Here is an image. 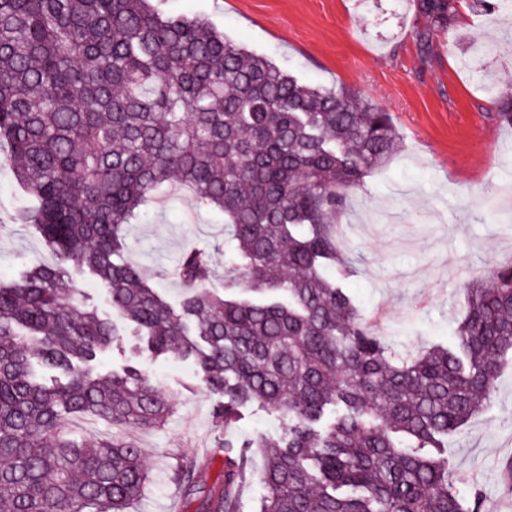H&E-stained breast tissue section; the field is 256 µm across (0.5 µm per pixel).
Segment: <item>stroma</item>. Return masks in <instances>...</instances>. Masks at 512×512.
Masks as SVG:
<instances>
[{"instance_id":"35a3bbf8","label":"stroma","mask_w":512,"mask_h":512,"mask_svg":"<svg viewBox=\"0 0 512 512\" xmlns=\"http://www.w3.org/2000/svg\"><path fill=\"white\" fill-rule=\"evenodd\" d=\"M177 14L202 15L225 36L272 59L300 80L344 86L389 112L400 149L366 175L353 196L354 271L342 280L369 317L372 332L395 351L452 340L464 316L459 270L488 271L512 262V222H491L485 202L512 199V127L496 117L497 94L512 85V14L458 0L448 32L424 41L417 0H169ZM14 179L0 161V277L47 264L32 228L13 220ZM126 257L171 304L182 289L163 277L188 245L224 239L215 213L189 192H162L127 228ZM102 373L133 366L149 373L172 403L160 428L130 436L152 464L134 512H197L187 506L173 467L191 459L202 483L220 481L218 438L278 439L281 413L254 404L229 431L215 423L222 397L207 391L192 360L157 357L122 328L98 359ZM512 449V352L482 411L448 438V469L461 498L481 493L485 512H512V488L501 477Z\"/></svg>"}]
</instances>
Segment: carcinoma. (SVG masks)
<instances>
[{"label":"carcinoma","instance_id":"1","mask_svg":"<svg viewBox=\"0 0 512 512\" xmlns=\"http://www.w3.org/2000/svg\"><path fill=\"white\" fill-rule=\"evenodd\" d=\"M424 38L454 0H420ZM497 118L512 125V91ZM15 220L50 265L0 279V512H129L149 480L141 448L86 443L76 414L156 428L168 397L139 371L92 365L118 332L87 304L88 271L155 356L192 357L224 396L226 430L258 403L288 428L266 452L255 512H483L449 483L443 440L490 399L512 351V263L464 283L458 348L398 357L343 291L336 245L352 190L398 150L392 117L345 87L302 82L163 0H0V146ZM187 188L224 220V289L208 246L186 249L179 308L124 258L126 226L160 190ZM220 486L198 512H239L226 490L250 449L226 440Z\"/></svg>","mask_w":512,"mask_h":512}]
</instances>
